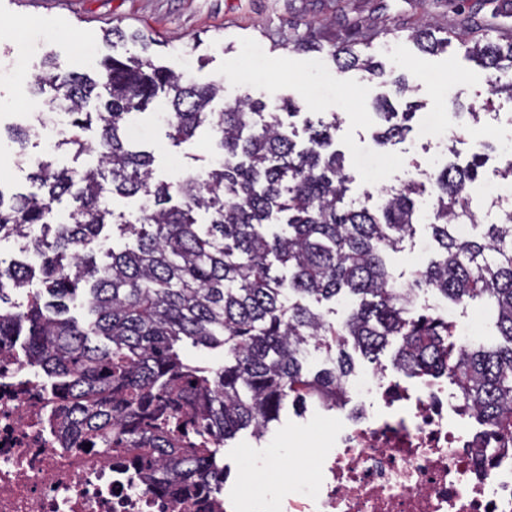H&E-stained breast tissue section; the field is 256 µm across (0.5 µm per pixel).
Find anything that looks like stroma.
<instances>
[{
  "instance_id": "1",
  "label": "stroma",
  "mask_w": 512,
  "mask_h": 512,
  "mask_svg": "<svg viewBox=\"0 0 512 512\" xmlns=\"http://www.w3.org/2000/svg\"><path fill=\"white\" fill-rule=\"evenodd\" d=\"M450 14L447 6L431 10L423 0H0V70L6 72L0 77V187L31 192L30 167L18 164V155L43 153L42 138H31L23 149L7 139L9 128L36 125L38 114L50 109L47 96L27 92L23 80L39 73L46 53L56 56L62 71L78 73L97 70L111 51L139 54L141 46L133 41L113 50L103 43L104 30L115 23L153 34L151 53L161 64L196 81L222 82L214 110L246 95L271 107L293 99L299 111L285 117V129L302 147L308 144L307 120L336 121L334 146L345 158L349 199L427 182L448 161L466 164L479 142L487 155L483 179L499 180L512 149V98L491 95L486 72L460 41L429 55L408 39L426 22L447 27ZM298 24L339 41L362 24L382 31V44L392 50L378 58L406 74L407 99L416 106L405 139L383 145L376 138L380 121L373 103L389 87L354 71L339 72L326 52L293 51L287 34ZM458 104L474 107L477 119H455ZM137 122L139 142L154 156L155 179L205 171L219 156V136L206 124L190 143L174 145L163 103L150 105ZM430 202L422 197L414 237L386 256L398 281L414 279L418 248L435 254ZM335 433V412L315 400L284 406L262 439L240 432L217 454L228 471L225 501H237L236 512H256L255 502L286 493L289 479L316 449L331 447Z\"/></svg>"
}]
</instances>
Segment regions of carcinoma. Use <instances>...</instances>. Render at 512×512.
<instances>
[{
    "label": "carcinoma",
    "instance_id": "carcinoma-1",
    "mask_svg": "<svg viewBox=\"0 0 512 512\" xmlns=\"http://www.w3.org/2000/svg\"><path fill=\"white\" fill-rule=\"evenodd\" d=\"M489 12L454 6L458 24L436 36L430 23L410 38L423 53L448 48L459 32L476 29L467 54L488 74L491 93L512 97V36L502 35L512 0H482ZM112 44L150 42L119 25L106 31ZM374 38L356 30L331 44L328 55L340 71L378 78L398 97L408 92L401 75L376 60ZM32 88L50 94L70 116L56 130L55 148L78 158L93 153L94 167L39 164L28 179L37 191L5 197L0 189V241L34 243L44 290L27 303L9 301L34 276L26 261L0 267V343L28 336V360L57 379L62 411L70 426L63 438L135 452L150 481L164 494H217L224 468L217 449L244 429L261 438L286 401H343L354 362L353 345L372 363L396 343L392 366L410 375H445L467 410L512 441V211L461 239L457 224H478L468 189L480 162L448 164L430 178V188L408 182L372 205L345 202L344 158L321 150L331 145L336 122L311 124V146L298 147L283 131L281 112L240 99L215 112L224 87L187 80L145 53L107 56L95 76L66 74L48 57ZM165 97L169 137L179 146L210 123L220 134L221 155L204 176L175 181L153 178L151 153L125 136L132 115ZM389 142L404 137L413 106L397 111L377 104ZM97 121L96 141L83 138ZM433 197L429 227L442 258L415 275L413 287H395L384 253L400 249L413 232L415 197ZM68 195L66 222L56 223L55 204ZM151 203L139 224L121 227L127 240L112 248L110 262L96 263L89 246L112 223L115 196ZM210 214L197 223L198 211ZM285 228L268 233L273 215ZM288 269V277L274 266ZM88 288L78 293V284ZM438 292L455 306L491 302L504 343L495 348L453 341L455 325L442 316L416 314L415 291ZM348 294L357 305L340 326L324 320L309 302ZM82 298L90 321L70 315ZM100 336L104 344L92 341ZM224 348V364L200 367L184 361L178 342ZM325 350L331 366L310 373L309 349Z\"/></svg>",
    "mask_w": 512,
    "mask_h": 512
}]
</instances>
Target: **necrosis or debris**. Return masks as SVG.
<instances>
[{"mask_svg":"<svg viewBox=\"0 0 512 512\" xmlns=\"http://www.w3.org/2000/svg\"><path fill=\"white\" fill-rule=\"evenodd\" d=\"M354 419L320 453L312 490L275 512H512V445L464 408L447 379L373 372L348 381ZM56 389L0 348V512H212L163 495L122 453L64 447Z\"/></svg>","mask_w":512,"mask_h":512,"instance_id":"necrosis-or-debris-1","label":"necrosis or debris"}]
</instances>
